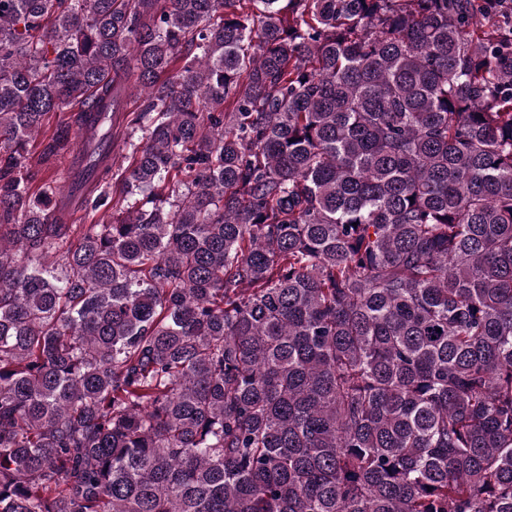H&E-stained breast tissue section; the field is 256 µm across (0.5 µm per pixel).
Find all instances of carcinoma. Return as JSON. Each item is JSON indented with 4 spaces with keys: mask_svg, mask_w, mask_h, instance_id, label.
Here are the masks:
<instances>
[{
    "mask_svg": "<svg viewBox=\"0 0 512 512\" xmlns=\"http://www.w3.org/2000/svg\"><path fill=\"white\" fill-rule=\"evenodd\" d=\"M0 512H512L500 0H0Z\"/></svg>",
    "mask_w": 512,
    "mask_h": 512,
    "instance_id": "carcinoma-1",
    "label": "carcinoma"
}]
</instances>
